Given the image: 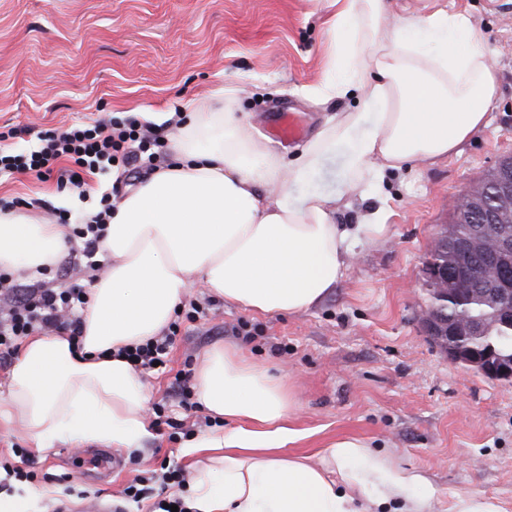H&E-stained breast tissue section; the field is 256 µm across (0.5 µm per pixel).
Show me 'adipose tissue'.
Returning <instances> with one entry per match:
<instances>
[{
	"instance_id": "1",
	"label": "adipose tissue",
	"mask_w": 512,
	"mask_h": 512,
	"mask_svg": "<svg viewBox=\"0 0 512 512\" xmlns=\"http://www.w3.org/2000/svg\"><path fill=\"white\" fill-rule=\"evenodd\" d=\"M328 68L320 101L360 93L361 107L327 119L294 157L267 149L217 90L175 127L173 158L112 209L106 270L89 288L80 346L30 336L11 367L0 421L35 448L61 443L132 450L149 437V391L124 347L162 335L200 284L254 315L309 310L343 278L358 246L383 230V211L347 227L348 195L378 194L389 171L436 163L484 127L496 95L485 36L444 10L392 14L388 0H330ZM340 157L337 190L303 186ZM68 227L0 211V267L40 278L66 253ZM197 397L223 429L186 445L205 455L188 486L192 512H433L429 471L399 466L361 439L336 438L312 455L282 448L296 402L288 384L235 349L214 345Z\"/></svg>"
}]
</instances>
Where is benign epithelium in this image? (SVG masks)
<instances>
[{
  "label": "benign epithelium",
  "mask_w": 512,
  "mask_h": 512,
  "mask_svg": "<svg viewBox=\"0 0 512 512\" xmlns=\"http://www.w3.org/2000/svg\"><path fill=\"white\" fill-rule=\"evenodd\" d=\"M496 198L503 206L512 203V161L499 166L494 182ZM453 208L463 211L462 221H473L474 215L482 213L485 220L475 225L474 233L485 238L483 254L475 256L467 248L453 250V270L438 268L428 260L423 268L422 287L430 297L423 315L426 333L437 339L448 338V359L472 367L495 380L512 379V357L502 355L494 346L478 353L455 347V343L466 336L481 334V328L462 317L453 324L439 320L441 308L448 300V282L464 280L478 281L483 288L482 304L491 310L497 322H512V229L496 223L494 215L486 214L487 206L467 190L453 201Z\"/></svg>",
  "instance_id": "obj_1"
}]
</instances>
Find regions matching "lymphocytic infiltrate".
<instances>
[{
	"label": "lymphocytic infiltrate",
	"mask_w": 512,
	"mask_h": 512,
	"mask_svg": "<svg viewBox=\"0 0 512 512\" xmlns=\"http://www.w3.org/2000/svg\"><path fill=\"white\" fill-rule=\"evenodd\" d=\"M41 145L27 154L0 152V174L29 173L37 179L56 178L63 189L82 190L83 172L122 165L124 174L135 173L141 152L147 146L162 147L161 135L149 136L136 129L115 128L103 122L48 131ZM72 161L69 169H58L60 160ZM94 216L79 218L70 229L71 245L66 259L52 270V280L20 283L14 273L0 270V361L8 360L25 338L43 331H66L71 341L81 335L80 311L87 302L81 284H66L71 273L102 271L100 242L112 213L108 198H101Z\"/></svg>",
	"instance_id": "lymphocytic-infiltrate-1"
}]
</instances>
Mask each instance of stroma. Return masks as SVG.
Here are the masks:
<instances>
[{"label":"stroma","mask_w":512,"mask_h":512,"mask_svg":"<svg viewBox=\"0 0 512 512\" xmlns=\"http://www.w3.org/2000/svg\"><path fill=\"white\" fill-rule=\"evenodd\" d=\"M440 8L467 11L485 34L498 82L486 126L434 165L390 172L377 196L337 213L340 224L377 208L390 217L319 305L257 317L191 289L165 365L145 377L151 436L137 451L114 450L110 470L83 467L97 445L40 450L0 424V497L34 495L36 512H154V498L124 490L163 463L189 468L184 443L215 423L202 407H185L172 385L224 343L293 386L298 409L288 425L304 437L287 453L354 436L398 465L429 469L443 493L436 512H448L453 492L498 499L512 512V382L451 362L422 323L423 265L451 201L512 156V0H392L399 15ZM332 13L329 0H0V147L26 153L39 145L36 132L95 120L140 126L143 113L187 111L221 86L235 88L234 111L264 136L292 112L312 139L330 116L360 105L355 91L328 102L310 94L326 76ZM137 179L86 175L81 198L52 180L2 174L0 199L39 200L34 214L47 220L64 209L77 217L102 196L121 199ZM195 302L204 306L196 316ZM9 466L31 479L8 477ZM45 489L53 499L42 498Z\"/></svg>","instance_id":"obj_1"}]
</instances>
